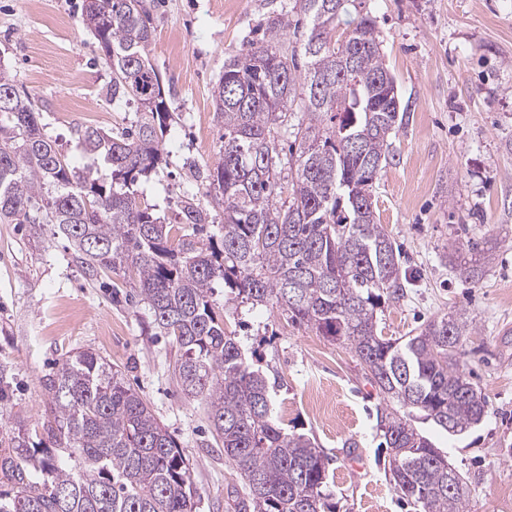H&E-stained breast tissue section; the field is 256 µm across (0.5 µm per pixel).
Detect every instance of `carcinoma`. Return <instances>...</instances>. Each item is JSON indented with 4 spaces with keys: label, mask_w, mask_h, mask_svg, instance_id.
Segmentation results:
<instances>
[{
    "label": "carcinoma",
    "mask_w": 512,
    "mask_h": 512,
    "mask_svg": "<svg viewBox=\"0 0 512 512\" xmlns=\"http://www.w3.org/2000/svg\"><path fill=\"white\" fill-rule=\"evenodd\" d=\"M349 5L355 0H293L268 13L262 40L224 62L212 88L219 157L202 198H185L171 224L139 200L140 180L165 162L159 134L171 117L148 57L149 12L144 0H85L112 95L136 105L135 129H78L87 158L78 169L0 66V223L56 224L89 276L129 273L156 335L179 351L183 392L205 402L225 459L245 481L243 512H332L328 459L308 435L273 419L268 378L226 332L212 299L218 285L350 345L383 397L407 410L381 419L397 488L422 512H462L466 478L412 416L451 436L484 419L486 399L459 364L472 320L437 318L404 341L378 333V311L409 285L372 201L406 110L383 89L395 78L370 12L332 38ZM290 33L293 44L284 40ZM288 136L295 149L284 154ZM204 198L223 210L224 224L202 241ZM464 250L455 247L450 262L477 281L494 249L470 260ZM43 388L41 421L9 424L13 377L0 363V512H194L189 460L119 371L80 351Z\"/></svg>",
    "instance_id": "1"
}]
</instances>
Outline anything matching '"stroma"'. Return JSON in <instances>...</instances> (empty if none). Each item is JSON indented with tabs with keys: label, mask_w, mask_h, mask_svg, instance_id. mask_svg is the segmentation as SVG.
Returning <instances> with one entry per match:
<instances>
[{
	"label": "stroma",
	"mask_w": 512,
	"mask_h": 512,
	"mask_svg": "<svg viewBox=\"0 0 512 512\" xmlns=\"http://www.w3.org/2000/svg\"><path fill=\"white\" fill-rule=\"evenodd\" d=\"M84 0H0V64L29 95L46 136L82 166L76 130L131 127L136 107L112 95V70L83 24ZM150 61L172 118L166 164L142 179L145 202L175 221L202 192L221 130L211 91L224 62L253 38L270 0H146ZM384 41L408 122L395 160L373 185L380 224L412 284L379 313L383 336L417 335L428 321L466 314L461 361L485 395L483 422L451 436L420 431L468 479L463 512H512V0H366ZM494 246L480 281L448 261L456 240ZM123 273L92 278L54 224H0V360L14 376L11 414L32 424L43 381L79 351L99 355L145 397L192 468L196 512H238L239 471L224 460L202 401L187 397L178 351L155 335L145 306L127 305ZM225 328L271 384L285 429L315 439L330 459L334 512H419L395 487L379 417L386 403L348 345L280 310L225 300Z\"/></svg>",
	"instance_id": "35a3bbf8"
}]
</instances>
